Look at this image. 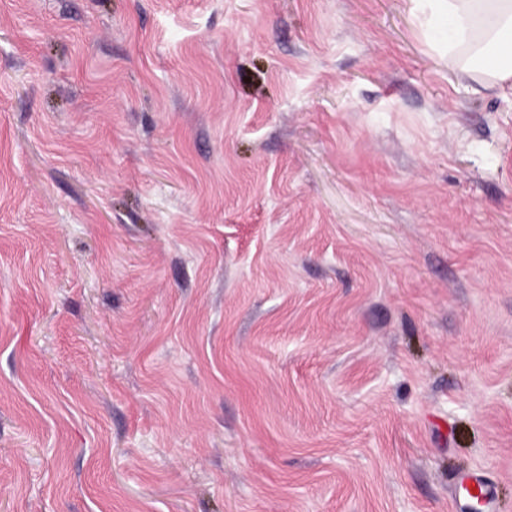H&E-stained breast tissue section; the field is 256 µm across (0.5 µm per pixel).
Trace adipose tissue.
<instances>
[{"instance_id":"adipose-tissue-1","label":"adipose tissue","mask_w":512,"mask_h":512,"mask_svg":"<svg viewBox=\"0 0 512 512\" xmlns=\"http://www.w3.org/2000/svg\"><path fill=\"white\" fill-rule=\"evenodd\" d=\"M448 18V67L477 65L483 87L512 90V0H437Z\"/></svg>"}]
</instances>
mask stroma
Masks as SVG:
<instances>
[{
  "mask_svg": "<svg viewBox=\"0 0 512 512\" xmlns=\"http://www.w3.org/2000/svg\"><path fill=\"white\" fill-rule=\"evenodd\" d=\"M429 0H0V512H512V92Z\"/></svg>",
  "mask_w": 512,
  "mask_h": 512,
  "instance_id": "35a3bbf8",
  "label": "stroma"
}]
</instances>
